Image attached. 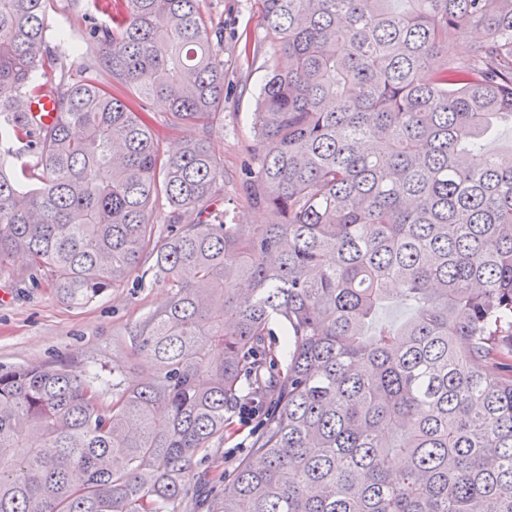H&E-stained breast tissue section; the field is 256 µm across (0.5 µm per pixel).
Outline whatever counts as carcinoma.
<instances>
[{
  "instance_id": "cac0c4a2",
  "label": "carcinoma",
  "mask_w": 512,
  "mask_h": 512,
  "mask_svg": "<svg viewBox=\"0 0 512 512\" xmlns=\"http://www.w3.org/2000/svg\"><path fill=\"white\" fill-rule=\"evenodd\" d=\"M275 53L228 224L224 61L204 0H107L76 75L65 0H0V279L131 324L150 369L0 368V512H512V0H258ZM475 34L458 55L460 34ZM50 97L44 124L29 101ZM187 135L164 145L147 101ZM408 309L391 325L386 304ZM288 366L249 458L200 499L244 375ZM112 400L102 401L103 389ZM93 1L94 0H69L68 9L64 15L52 13L48 19L50 29L53 30L50 34H53V32L58 29H67L68 38L64 39V42H60L61 39H51L50 44L59 62L70 69V72L73 74H76L81 63V59L73 52V46L81 41L84 29L83 21H81V27V25L78 24L77 18H80L82 14L91 13L101 21L107 20V16L96 9Z\"/></svg>"
}]
</instances>
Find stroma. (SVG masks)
Wrapping results in <instances>:
<instances>
[{"mask_svg": "<svg viewBox=\"0 0 512 512\" xmlns=\"http://www.w3.org/2000/svg\"><path fill=\"white\" fill-rule=\"evenodd\" d=\"M206 10L214 27L224 37V134L214 139L212 150L224 162V194L217 208L231 224H263L266 212L251 207L242 198L236 181L253 146L251 122L258 107L256 97L265 73L274 62V47L266 36L258 0H206ZM93 0H69L62 14H50L51 29H66L65 40H53L60 63L77 71L81 60L74 51L83 29L81 15L95 13ZM261 39L260 51L245 56L241 37ZM168 291L158 285L143 288L126 283L109 289L101 298L73 306L60 301L50 289L0 285V366L4 368L54 363L73 368L93 367L108 373L113 366L128 367L130 376L140 374L130 359L127 329L137 319L163 306ZM254 437L230 417L224 438L207 454L198 455L193 469L207 472L204 491L217 498L224 493V480L231 477L247 457V445Z\"/></svg>", "mask_w": 512, "mask_h": 512, "instance_id": "1", "label": "stroma"}]
</instances>
